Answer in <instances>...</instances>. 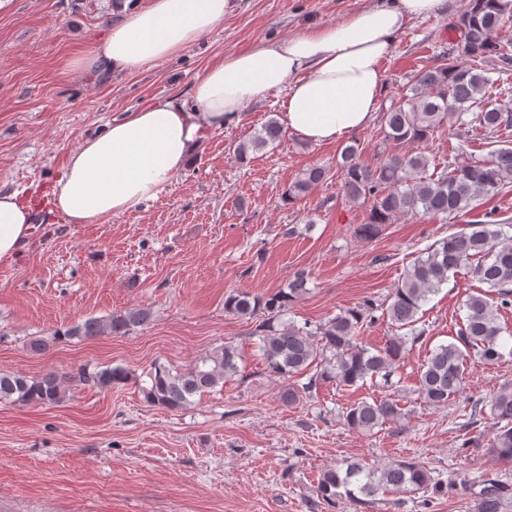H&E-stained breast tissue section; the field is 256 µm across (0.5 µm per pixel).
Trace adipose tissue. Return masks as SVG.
Segmentation results:
<instances>
[{
	"instance_id": "adipose-tissue-1",
	"label": "adipose tissue",
	"mask_w": 512,
	"mask_h": 512,
	"mask_svg": "<svg viewBox=\"0 0 512 512\" xmlns=\"http://www.w3.org/2000/svg\"><path fill=\"white\" fill-rule=\"evenodd\" d=\"M453 0H380L346 20L309 26L284 39L228 54L177 97L114 118L68 155L53 207L70 224H100L158 199L202 148L206 134L238 119L243 106L282 93L281 122L323 144L370 124L378 108L381 63L410 20L448 13ZM236 0H146L124 10L104 35L73 55L75 69L130 73L174 57L224 23ZM35 195L0 189V261L35 230Z\"/></svg>"
}]
</instances>
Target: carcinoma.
Returning <instances> with one entry per match:
<instances>
[{
	"label": "carcinoma",
	"instance_id": "cac0c4a2",
	"mask_svg": "<svg viewBox=\"0 0 512 512\" xmlns=\"http://www.w3.org/2000/svg\"><path fill=\"white\" fill-rule=\"evenodd\" d=\"M497 2L469 0L455 24L469 62L450 55L448 62L420 70L412 95L383 109L385 138L413 144L414 150L392 154L368 167L360 163L359 144L347 145L336 168L314 166L305 170L288 186L285 199L304 197L314 186L336 176L347 200L368 207L369 221L361 225L358 233L372 239L383 226L401 217L421 213L443 220L454 218L465 213L481 195L511 183L512 147L492 152L488 161L450 164L431 173L425 152L434 133L451 119L463 142L479 130L491 138L512 127V108L485 99V89L492 80L479 65V61L491 57L499 62V72L512 70V46L495 38L512 9L506 11ZM282 135L279 122L270 118L238 145L239 160L274 145ZM464 268L488 285L491 296L469 295L464 303L465 320L453 341L435 347L422 364L415 392L427 406L437 408L462 393L469 358L477 357L486 363L502 358L500 315L512 307V224H466L428 246L407 267L391 302L384 308L369 298L314 326L286 321L290 302L306 292L308 273L301 270L289 280L288 288L269 297L247 291L226 296L224 312L258 319L253 335L259 339L258 350L269 374L284 378L308 374L307 382L290 385L281 395L285 403L294 405L330 382L347 387L368 382L376 387L391 386L397 363L424 334L415 328L422 304L439 292L450 275ZM378 311L399 335L390 337L383 347L371 349L359 341V332L378 320ZM149 319L148 311L131 309L107 320L86 319L67 328L61 337L125 336ZM241 361L238 348L224 344L183 370L153 367L146 373L148 385L141 390L148 402L170 411L181 410L192 397L222 387L237 376ZM65 380L53 372L37 379L0 374V402L57 405L66 398ZM69 380L106 390L127 381L128 374L118 366L92 371L84 367ZM472 409L476 416L490 410L496 420L490 451L501 462L512 465V384L501 387L487 400L475 402ZM342 418L355 431L371 432L398 422L405 413L398 400L385 394L351 405ZM463 487L469 491L474 512H508L512 506V483L496 474L465 480ZM439 489V483L433 481L420 460L401 459L378 466L349 458L321 472L316 493L326 503L334 504L344 497L365 507L389 491L435 493Z\"/></svg>",
	"mask_w": 512,
	"mask_h": 512
}]
</instances>
